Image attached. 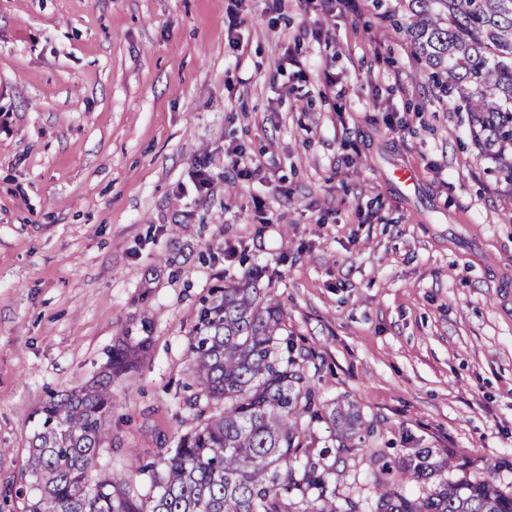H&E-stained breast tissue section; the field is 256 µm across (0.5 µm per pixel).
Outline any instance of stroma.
I'll return each mask as SVG.
<instances>
[{"mask_svg": "<svg viewBox=\"0 0 512 512\" xmlns=\"http://www.w3.org/2000/svg\"><path fill=\"white\" fill-rule=\"evenodd\" d=\"M399 3L0 0V487L48 393L147 321L98 465L145 492L130 454L193 424L200 304L258 272L308 385L373 428L339 493L372 503V452L424 448L512 493V186L392 28Z\"/></svg>", "mask_w": 512, "mask_h": 512, "instance_id": "obj_1", "label": "stroma"}]
</instances>
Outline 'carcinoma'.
Masks as SVG:
<instances>
[{
  "label": "carcinoma",
  "instance_id": "obj_1",
  "mask_svg": "<svg viewBox=\"0 0 512 512\" xmlns=\"http://www.w3.org/2000/svg\"><path fill=\"white\" fill-rule=\"evenodd\" d=\"M410 40L434 85L470 115L480 153L499 163L512 184V0H402ZM147 339L112 346L106 370L80 389L52 392L36 413L38 427L22 480L0 499L23 512H512V494L488 481L450 480L425 450L372 470L380 494L359 500L328 492L336 463L359 435V415H328L330 448H311L303 422L323 418L305 381L304 352L288 342L283 306L256 280L227 285L202 304L191 344L188 401L195 426L159 468H130L144 477L141 494L97 472L111 440L112 382L135 368ZM413 478L432 484L416 497L398 491Z\"/></svg>",
  "mask_w": 512,
  "mask_h": 512
}]
</instances>
